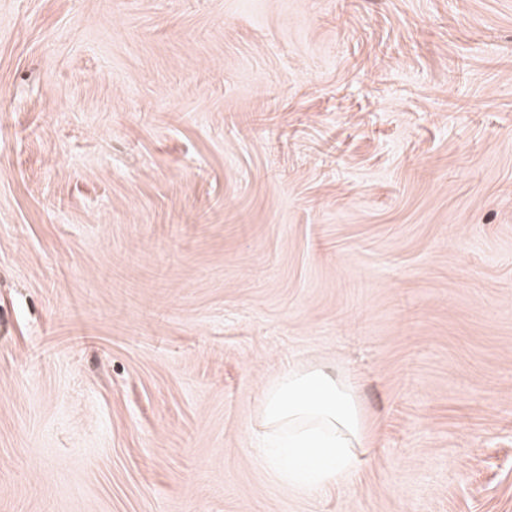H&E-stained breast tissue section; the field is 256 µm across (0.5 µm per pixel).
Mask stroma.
<instances>
[{
	"instance_id": "obj_1",
	"label": "stroma",
	"mask_w": 512,
	"mask_h": 512,
	"mask_svg": "<svg viewBox=\"0 0 512 512\" xmlns=\"http://www.w3.org/2000/svg\"><path fill=\"white\" fill-rule=\"evenodd\" d=\"M0 512H512V0H0Z\"/></svg>"
}]
</instances>
